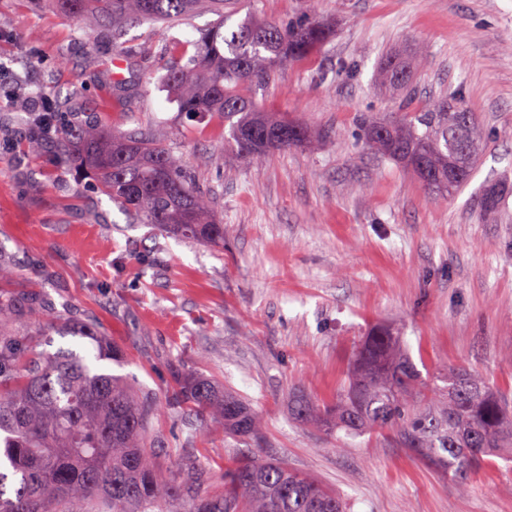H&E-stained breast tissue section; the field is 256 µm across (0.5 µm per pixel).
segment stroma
I'll return each instance as SVG.
<instances>
[{
    "instance_id": "obj_1",
    "label": "stroma",
    "mask_w": 512,
    "mask_h": 512,
    "mask_svg": "<svg viewBox=\"0 0 512 512\" xmlns=\"http://www.w3.org/2000/svg\"><path fill=\"white\" fill-rule=\"evenodd\" d=\"M248 2L268 21L324 23L332 36L258 96L320 132L319 148L242 165L225 154L222 127L187 120L163 83L171 48L212 14L87 36L44 0H0V240L13 271L0 298H38L43 331L63 310L96 321L149 398L168 400L198 374L255 409L256 439L189 428L167 410L152 417L164 466L193 456L213 488L233 448L315 477L349 512H512V462L481 466L462 491L386 437L339 439L291 414L298 395L335 400L375 327L400 331L419 369L463 364L512 398V196L496 213L479 207L488 182L512 181V0ZM414 47L418 101L461 89L484 132L472 179L445 201L357 124L391 109L381 55ZM46 98L64 128L137 127L182 155L215 201L223 247L139 223L54 142L32 150L24 118Z\"/></svg>"
}]
</instances>
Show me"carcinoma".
<instances>
[{"mask_svg": "<svg viewBox=\"0 0 512 512\" xmlns=\"http://www.w3.org/2000/svg\"><path fill=\"white\" fill-rule=\"evenodd\" d=\"M88 33L136 19L172 25L197 10L217 18L178 51L165 75L178 110L224 126V145L243 163L275 151L309 148L320 135L263 111L257 92L288 66L328 42L320 24H276L255 14L233 21L231 0H51ZM381 83L397 92L388 116L359 119L366 142L411 170L437 198L459 192L480 161L481 133L464 96L450 90L423 104L415 97L416 62L385 54ZM58 104L46 100L25 119L32 147L51 130ZM61 159L78 163L112 201L144 224L211 245L224 243L212 198L193 184L170 148L137 131L110 134L85 126L62 134ZM509 189L487 187L481 211L493 212ZM37 299L0 301V512H347L344 500L281 461L240 458L224 489H208V471L189 456L166 473L146 432L155 404L141 400L107 364L121 351L100 327L73 315L64 334L88 339L84 351L27 349L24 318ZM171 411L195 415L238 437L259 436L260 418L231 391L189 376ZM293 417L347 437L387 434L395 444L466 489L469 474L494 458L512 461V406L480 372L450 365L425 377L392 328L371 331L336 402H291Z\"/></svg>", "mask_w": 512, "mask_h": 512, "instance_id": "obj_1", "label": "carcinoma"}]
</instances>
